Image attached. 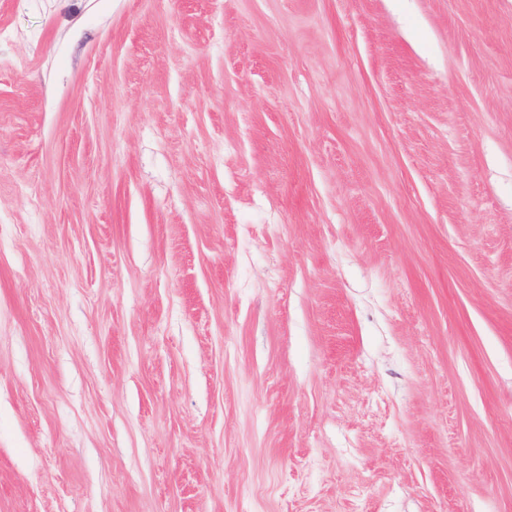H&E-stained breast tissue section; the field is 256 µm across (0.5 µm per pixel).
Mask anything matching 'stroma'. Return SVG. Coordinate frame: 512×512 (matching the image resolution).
<instances>
[{
    "label": "stroma",
    "mask_w": 512,
    "mask_h": 512,
    "mask_svg": "<svg viewBox=\"0 0 512 512\" xmlns=\"http://www.w3.org/2000/svg\"><path fill=\"white\" fill-rule=\"evenodd\" d=\"M0 512H512V0H0Z\"/></svg>",
    "instance_id": "1"
}]
</instances>
